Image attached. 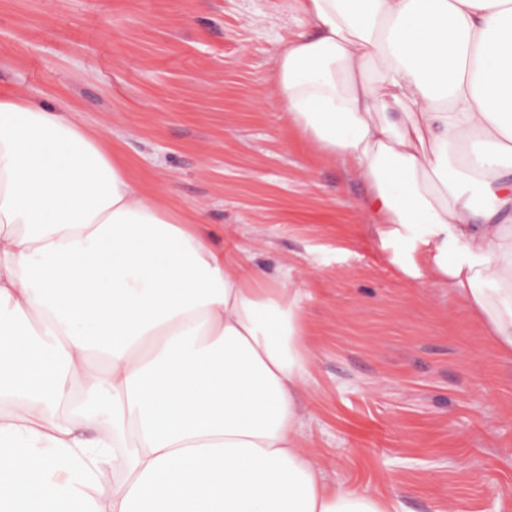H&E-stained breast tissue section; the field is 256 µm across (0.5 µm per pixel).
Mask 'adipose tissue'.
<instances>
[{"mask_svg":"<svg viewBox=\"0 0 512 512\" xmlns=\"http://www.w3.org/2000/svg\"><path fill=\"white\" fill-rule=\"evenodd\" d=\"M288 7L280 119L511 356L512 0ZM258 278L93 129L0 95V512H402L313 461L302 294Z\"/></svg>","mask_w":512,"mask_h":512,"instance_id":"adipose-tissue-1","label":"adipose tissue"}]
</instances>
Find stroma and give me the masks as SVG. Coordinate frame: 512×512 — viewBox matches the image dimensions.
<instances>
[{
  "label": "stroma",
  "mask_w": 512,
  "mask_h": 512,
  "mask_svg": "<svg viewBox=\"0 0 512 512\" xmlns=\"http://www.w3.org/2000/svg\"><path fill=\"white\" fill-rule=\"evenodd\" d=\"M286 0H0V93L68 111L198 214L310 328L308 450L405 512H512V359L445 288L403 280L364 184L285 128Z\"/></svg>",
  "instance_id": "obj_1"
}]
</instances>
